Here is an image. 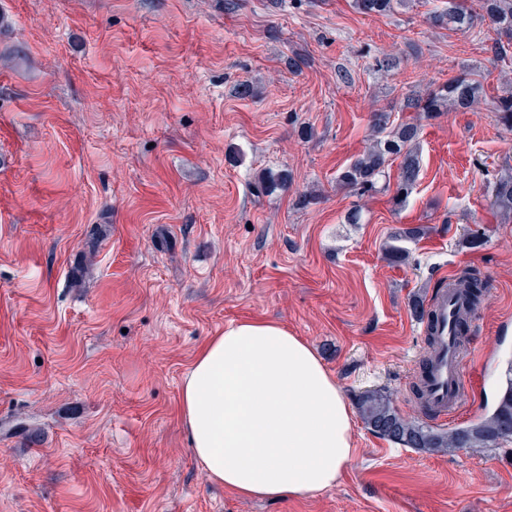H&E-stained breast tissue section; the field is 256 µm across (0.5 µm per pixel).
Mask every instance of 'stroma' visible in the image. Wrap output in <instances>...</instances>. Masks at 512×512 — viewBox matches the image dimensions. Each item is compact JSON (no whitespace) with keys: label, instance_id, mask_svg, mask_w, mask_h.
<instances>
[{"label":"stroma","instance_id":"35a3bbf8","mask_svg":"<svg viewBox=\"0 0 512 512\" xmlns=\"http://www.w3.org/2000/svg\"><path fill=\"white\" fill-rule=\"evenodd\" d=\"M448 0L367 16L353 0H0V512H512V439L434 455L352 426L336 486L242 499L193 459L180 389L199 347L243 319L301 336L348 403L381 390L421 423L429 353L413 302L480 270L469 390L447 431L490 404L512 364V92L496 34L427 23ZM469 72L484 102L402 110ZM421 124V172L394 203L338 173L372 115ZM290 183L260 191V170ZM361 206L363 221L345 215ZM418 226L406 261L391 233ZM101 242L89 252L86 241ZM482 237L469 247L468 232Z\"/></svg>","mask_w":512,"mask_h":512}]
</instances>
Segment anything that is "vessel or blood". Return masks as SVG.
<instances>
[{
    "label": "vessel or blood",
    "instance_id": "b4317fda",
    "mask_svg": "<svg viewBox=\"0 0 512 512\" xmlns=\"http://www.w3.org/2000/svg\"><path fill=\"white\" fill-rule=\"evenodd\" d=\"M437 346L427 380V399L438 417L456 411L464 398L465 356L461 339L454 331L459 303L456 298L440 294L436 300Z\"/></svg>",
    "mask_w": 512,
    "mask_h": 512
}]
</instances>
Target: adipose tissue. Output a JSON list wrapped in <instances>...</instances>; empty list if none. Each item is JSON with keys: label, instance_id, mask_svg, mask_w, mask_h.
<instances>
[{"label": "adipose tissue", "instance_id": "1", "mask_svg": "<svg viewBox=\"0 0 512 512\" xmlns=\"http://www.w3.org/2000/svg\"><path fill=\"white\" fill-rule=\"evenodd\" d=\"M180 418L210 480L285 500L333 487L352 461V413L311 346L281 323L209 337L183 378Z\"/></svg>", "mask_w": 512, "mask_h": 512}]
</instances>
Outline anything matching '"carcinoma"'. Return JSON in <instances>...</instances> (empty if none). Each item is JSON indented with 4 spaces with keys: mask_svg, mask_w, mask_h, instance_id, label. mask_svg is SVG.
Returning <instances> with one entry per match:
<instances>
[{
    "mask_svg": "<svg viewBox=\"0 0 512 512\" xmlns=\"http://www.w3.org/2000/svg\"><path fill=\"white\" fill-rule=\"evenodd\" d=\"M403 0H355L357 9L364 14L386 15ZM480 19L489 22L498 33L505 35L509 43L494 41L490 51L496 58H505L512 47V0H478ZM470 0H456L448 12L433 18L441 26L469 27L474 23ZM483 90L475 80L462 74L450 76L442 83H435L425 92L408 97L405 109L431 117L448 107L469 109L478 104ZM497 122L512 131V93L491 101ZM420 127L415 122L389 125L384 112L375 114L371 144L343 169L336 177V184L344 189L368 193L376 189L384 168L392 157L401 159L397 184L398 202L406 200L415 186L420 159L417 151ZM288 182V175L263 171L258 174V185L265 192H272ZM493 205L512 210V177L500 179L491 191ZM423 229L404 228L394 232L389 255L395 262L406 260L408 251L398 242L420 237ZM460 293L464 297L468 313H473L481 302L485 281L475 270H465L458 277ZM357 409L367 428L376 436L406 448H416L429 453L445 454L456 448H490L500 441L512 438V366L508 368L505 385L493 407L466 426L450 431H440L423 425L401 414L391 398L384 392L370 390L357 397Z\"/></svg>",
    "mask_w": 512,
    "mask_h": 512,
    "instance_id": "1",
    "label": "carcinoma"
}]
</instances>
